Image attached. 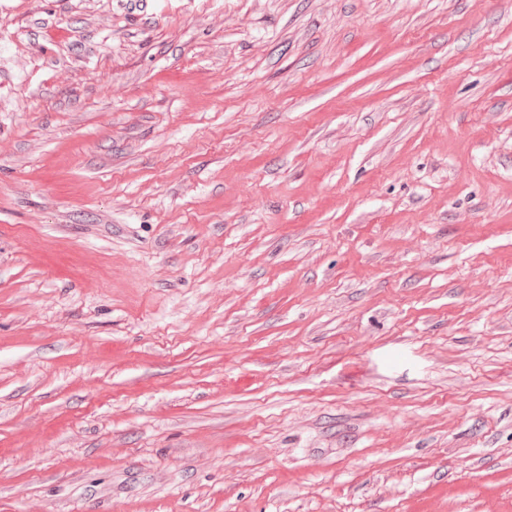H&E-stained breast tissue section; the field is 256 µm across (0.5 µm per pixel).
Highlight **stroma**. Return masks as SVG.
Masks as SVG:
<instances>
[{
    "instance_id": "obj_1",
    "label": "stroma",
    "mask_w": 512,
    "mask_h": 512,
    "mask_svg": "<svg viewBox=\"0 0 512 512\" xmlns=\"http://www.w3.org/2000/svg\"><path fill=\"white\" fill-rule=\"evenodd\" d=\"M0 512H512V0H0Z\"/></svg>"
}]
</instances>
